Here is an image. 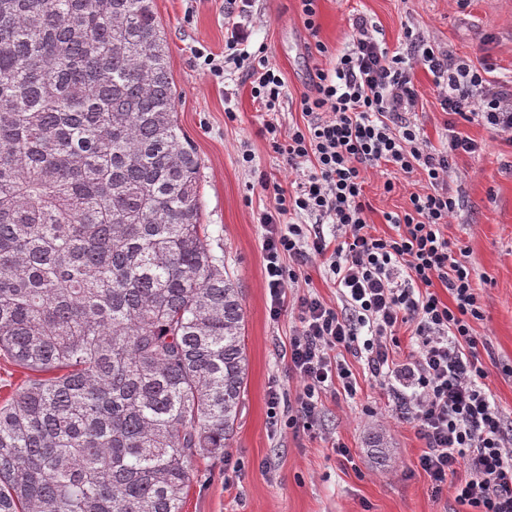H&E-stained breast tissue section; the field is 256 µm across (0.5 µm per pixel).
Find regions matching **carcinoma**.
<instances>
[{
	"mask_svg": "<svg viewBox=\"0 0 512 512\" xmlns=\"http://www.w3.org/2000/svg\"><path fill=\"white\" fill-rule=\"evenodd\" d=\"M153 0H0V512H183L247 380ZM27 380V372L6 357H0V403L10 399Z\"/></svg>",
	"mask_w": 512,
	"mask_h": 512,
	"instance_id": "1",
	"label": "carcinoma"
}]
</instances>
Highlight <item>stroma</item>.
<instances>
[{
	"instance_id": "1",
	"label": "stroma",
	"mask_w": 512,
	"mask_h": 512,
	"mask_svg": "<svg viewBox=\"0 0 512 512\" xmlns=\"http://www.w3.org/2000/svg\"><path fill=\"white\" fill-rule=\"evenodd\" d=\"M170 46L169 69L177 93L180 127L200 160L203 221L224 249V265L242 289L246 389L236 432L223 459L198 463L184 512H470L451 490L433 494L428 476L417 468L425 442L412 428L397 399L357 362V394L327 393L315 430L273 427L268 396L280 390L294 397L297 380L288 374V338L297 318L283 311L269 316L265 286L261 212L271 196L263 182L288 186L295 174L261 135L264 114L241 72L212 76L196 49L215 58L236 16L228 0H154ZM318 36H310L296 0H254L249 48L265 47L271 66L287 87L278 120L301 122L298 99L314 67H328L331 54L347 47L352 20L361 16L389 46L403 43L406 28L429 36L445 50L475 62L489 60L497 72H512V0H319ZM328 55H319L315 41ZM414 82L424 109L418 115L431 145L445 139L444 120L433 77L416 69ZM477 142L478 154L455 160L452 187L458 209L448 237L461 249L482 290L483 320L474 322L487 382L505 419L512 423V145L487 126L460 122ZM254 155L251 167L239 159L241 145ZM419 183L384 193L371 176L367 216L379 233H390L383 215L405 207ZM295 294L312 292L332 305L341 300L321 261L295 268ZM384 432L388 458L371 448ZM349 456H341L340 448Z\"/></svg>"
}]
</instances>
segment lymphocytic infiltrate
<instances>
[{
  "label": "lymphocytic infiltrate",
  "mask_w": 512,
  "mask_h": 512,
  "mask_svg": "<svg viewBox=\"0 0 512 512\" xmlns=\"http://www.w3.org/2000/svg\"><path fill=\"white\" fill-rule=\"evenodd\" d=\"M250 6L239 0L240 20L225 47L268 114L263 135L296 173L291 189L274 186L259 217L269 316L278 319L290 306L297 313L288 371L302 385L286 410L280 392L271 390V420L313 428L324 394L340 386L355 395L348 359H362L385 386L400 385L397 399L409 400L408 418L426 442L417 465L434 492L451 487L473 512H512V431L485 382L472 328L484 317L481 290L465 262L453 257L448 238L458 207L455 159L481 149L458 123H483L511 143L512 75L458 58L410 27L404 47L391 48L359 16L332 67L314 68L299 100L302 124L285 130L276 119L285 82L265 48H246ZM418 66L432 74L446 116L438 147L428 145L414 120ZM372 170L385 174L388 193L416 173L427 183L406 207L385 213L394 228L387 236L374 235L367 221L364 186ZM327 224L333 234H325ZM289 259L321 260L341 306L313 294L289 298L295 278ZM437 284L447 288L449 301L434 292ZM403 330L418 345L406 361L398 357Z\"/></svg>",
  "instance_id": "lymphocytic-infiltrate-1"
}]
</instances>
